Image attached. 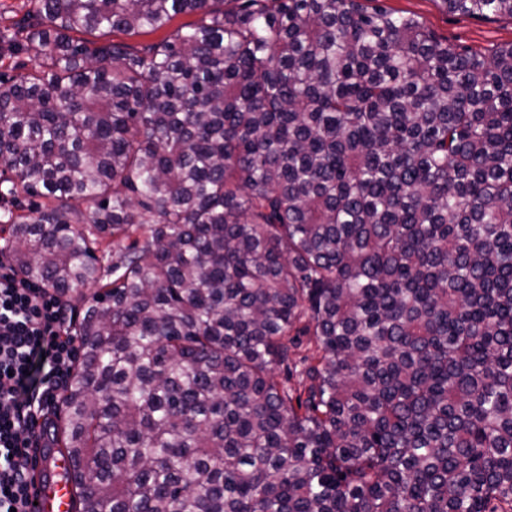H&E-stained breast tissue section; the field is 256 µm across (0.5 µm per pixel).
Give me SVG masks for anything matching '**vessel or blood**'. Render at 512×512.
Returning a JSON list of instances; mask_svg holds the SVG:
<instances>
[{
    "label": "vessel or blood",
    "mask_w": 512,
    "mask_h": 512,
    "mask_svg": "<svg viewBox=\"0 0 512 512\" xmlns=\"http://www.w3.org/2000/svg\"><path fill=\"white\" fill-rule=\"evenodd\" d=\"M69 461L57 452L38 455L34 478L33 512H74L73 486L67 477Z\"/></svg>",
    "instance_id": "obj_1"
}]
</instances>
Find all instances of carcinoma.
Here are the masks:
<instances>
[{
    "mask_svg": "<svg viewBox=\"0 0 512 512\" xmlns=\"http://www.w3.org/2000/svg\"><path fill=\"white\" fill-rule=\"evenodd\" d=\"M37 2L0 30L38 60L0 74V204L81 305L77 512H512V44L359 0ZM168 30L164 31H157L154 33H146V32H140L136 34H123L119 32L115 33H106L102 34V32H95V33H81L77 34V37L89 39L92 41H97L99 43L105 42V41H115V42H125L135 47H141L147 43H151L154 41H157L162 36H164L167 33Z\"/></svg>",
    "mask_w": 512,
    "mask_h": 512,
    "instance_id": "1",
    "label": "carcinoma"
}]
</instances>
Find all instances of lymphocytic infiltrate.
Segmentation results:
<instances>
[{
	"label": "lymphocytic infiltrate",
	"instance_id": "lymphocytic-infiltrate-1",
	"mask_svg": "<svg viewBox=\"0 0 512 512\" xmlns=\"http://www.w3.org/2000/svg\"><path fill=\"white\" fill-rule=\"evenodd\" d=\"M76 355L59 293L0 257V512H30L46 414Z\"/></svg>",
	"mask_w": 512,
	"mask_h": 512
}]
</instances>
